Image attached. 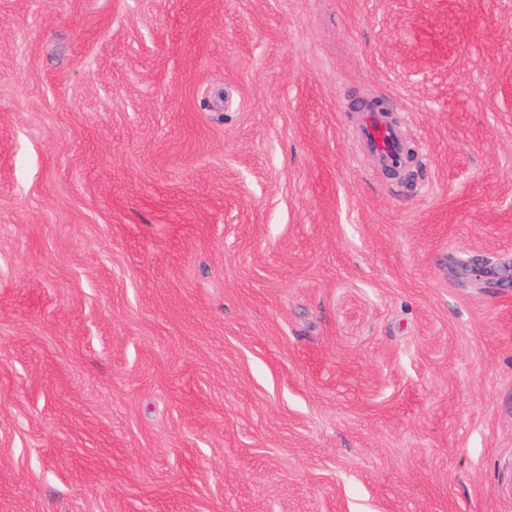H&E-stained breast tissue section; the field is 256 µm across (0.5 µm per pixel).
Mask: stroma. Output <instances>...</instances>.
<instances>
[{
  "instance_id": "stroma-1",
  "label": "stroma",
  "mask_w": 512,
  "mask_h": 512,
  "mask_svg": "<svg viewBox=\"0 0 512 512\" xmlns=\"http://www.w3.org/2000/svg\"><path fill=\"white\" fill-rule=\"evenodd\" d=\"M0 512H512V0H0ZM365 147L389 165L403 162V140L395 126L379 114L372 116L361 130Z\"/></svg>"
}]
</instances>
